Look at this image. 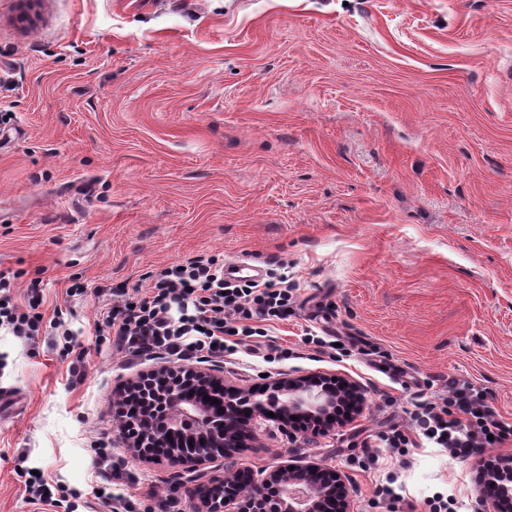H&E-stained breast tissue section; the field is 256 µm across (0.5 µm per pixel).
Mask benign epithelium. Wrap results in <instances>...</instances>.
<instances>
[{
    "instance_id": "benign-epithelium-1",
    "label": "benign epithelium",
    "mask_w": 512,
    "mask_h": 512,
    "mask_svg": "<svg viewBox=\"0 0 512 512\" xmlns=\"http://www.w3.org/2000/svg\"><path fill=\"white\" fill-rule=\"evenodd\" d=\"M147 407L138 422L119 430L122 447L137 457L162 459L173 469H195L215 458L232 455L254 439L260 420L273 419L293 433L296 419L328 433L336 429L337 393L333 387L303 375L273 379L266 398L225 387L224 380L210 371L187 365H172L151 371ZM273 416H268V413ZM235 479L212 475L197 488L195 512H228L236 501ZM278 491L277 512H321L326 504L348 512L349 490L343 474L318 463L283 466L268 473L256 485L255 497L267 501L269 487ZM492 512H512V485H504L494 497H486Z\"/></svg>"
}]
</instances>
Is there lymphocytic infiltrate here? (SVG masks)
Returning a JSON list of instances; mask_svg holds the SVG:
<instances>
[{"instance_id": "lymphocytic-infiltrate-1", "label": "lymphocytic infiltrate", "mask_w": 512, "mask_h": 512, "mask_svg": "<svg viewBox=\"0 0 512 512\" xmlns=\"http://www.w3.org/2000/svg\"><path fill=\"white\" fill-rule=\"evenodd\" d=\"M152 285L133 295H111L96 327L97 340L133 357L166 355L178 361L223 360L235 354L242 339L263 336V320L287 319L295 287L257 281L230 282L216 259L195 257L183 265L153 272ZM38 288L27 305H19L11 283L0 276V329L25 340L40 334ZM414 420L423 435L447 449L451 457H480L486 475L499 462L482 459L483 448L512 439V422L487 403L483 390L465 384L452 398L421 402Z\"/></svg>"}]
</instances>
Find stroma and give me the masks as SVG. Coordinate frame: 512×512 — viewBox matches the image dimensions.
Instances as JSON below:
<instances>
[{
    "mask_svg": "<svg viewBox=\"0 0 512 512\" xmlns=\"http://www.w3.org/2000/svg\"><path fill=\"white\" fill-rule=\"evenodd\" d=\"M0 0V274L42 287L36 340L0 332V512H39L22 474L93 512L106 441L138 512L239 468L340 469L350 512H486L476 462L420 440L390 453L417 402L452 380L512 422V0ZM206 255L297 284L272 347L210 364L226 384L334 374L363 412L321 434L261 422L197 469L146 462L112 424L119 385L162 360L97 349L106 288ZM82 283L83 295L66 290ZM62 313L83 354L73 381ZM339 338L317 353L311 334ZM293 357L285 359L282 349ZM394 494L380 497L378 486Z\"/></svg>",
    "mask_w": 512,
    "mask_h": 512,
    "instance_id": "1",
    "label": "stroma"
}]
</instances>
